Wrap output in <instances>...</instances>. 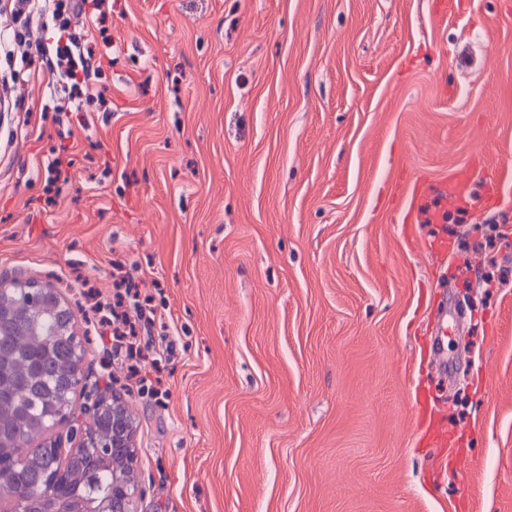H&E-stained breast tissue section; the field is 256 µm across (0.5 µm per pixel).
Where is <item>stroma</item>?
<instances>
[{
  "label": "stroma",
  "mask_w": 512,
  "mask_h": 512,
  "mask_svg": "<svg viewBox=\"0 0 512 512\" xmlns=\"http://www.w3.org/2000/svg\"><path fill=\"white\" fill-rule=\"evenodd\" d=\"M108 2L111 111L0 46V274L74 307L136 512H512V0ZM474 165L501 202L436 252L412 192ZM118 265L162 384L79 305Z\"/></svg>",
  "instance_id": "stroma-1"
}]
</instances>
